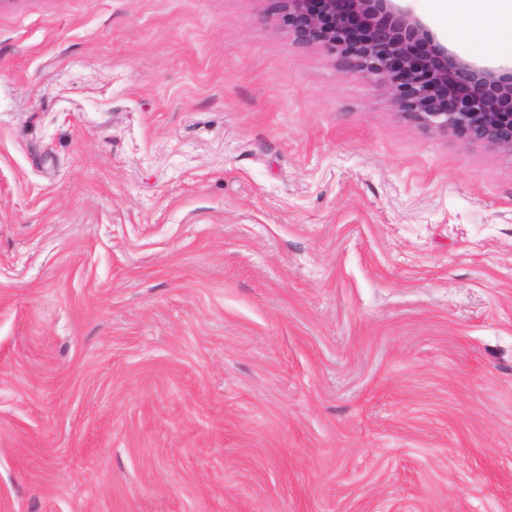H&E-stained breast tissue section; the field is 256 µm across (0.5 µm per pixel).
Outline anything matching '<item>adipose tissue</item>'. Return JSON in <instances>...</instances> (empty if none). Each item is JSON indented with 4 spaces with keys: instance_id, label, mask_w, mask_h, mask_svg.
Returning <instances> with one entry per match:
<instances>
[{
    "instance_id": "1",
    "label": "adipose tissue",
    "mask_w": 512,
    "mask_h": 512,
    "mask_svg": "<svg viewBox=\"0 0 512 512\" xmlns=\"http://www.w3.org/2000/svg\"><path fill=\"white\" fill-rule=\"evenodd\" d=\"M437 15L476 18L493 53L512 59V0H433Z\"/></svg>"
}]
</instances>
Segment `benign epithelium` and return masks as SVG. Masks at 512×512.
I'll use <instances>...</instances> for the list:
<instances>
[{
	"label": "benign epithelium",
	"instance_id": "7a95c632",
	"mask_svg": "<svg viewBox=\"0 0 512 512\" xmlns=\"http://www.w3.org/2000/svg\"><path fill=\"white\" fill-rule=\"evenodd\" d=\"M276 10L296 43L339 53L346 72L383 83L422 128L512 152V72L448 56L395 0H277Z\"/></svg>",
	"mask_w": 512,
	"mask_h": 512
}]
</instances>
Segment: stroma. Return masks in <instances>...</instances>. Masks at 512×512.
<instances>
[{"label":"stroma","instance_id":"1","mask_svg":"<svg viewBox=\"0 0 512 512\" xmlns=\"http://www.w3.org/2000/svg\"><path fill=\"white\" fill-rule=\"evenodd\" d=\"M275 7L0 0V512H512V153Z\"/></svg>","mask_w":512,"mask_h":512}]
</instances>
